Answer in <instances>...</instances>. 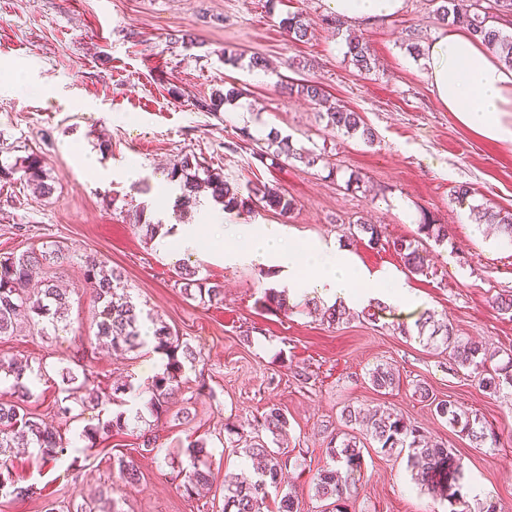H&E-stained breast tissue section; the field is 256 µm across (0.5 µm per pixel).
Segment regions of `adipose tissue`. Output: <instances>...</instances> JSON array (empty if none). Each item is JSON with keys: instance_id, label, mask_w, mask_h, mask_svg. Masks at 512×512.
<instances>
[{"instance_id": "ef3b65f1", "label": "adipose tissue", "mask_w": 512, "mask_h": 512, "mask_svg": "<svg viewBox=\"0 0 512 512\" xmlns=\"http://www.w3.org/2000/svg\"><path fill=\"white\" fill-rule=\"evenodd\" d=\"M332 11L354 26L392 19L404 0H330ZM424 74L438 104L475 135L512 145V69L462 26L439 33L426 47ZM246 248L223 251L225 262H250L288 277L289 294L319 292L350 304L379 299L408 314L420 303L403 280L360 267L347 249L321 242L296 245L282 227L246 230Z\"/></svg>"}]
</instances>
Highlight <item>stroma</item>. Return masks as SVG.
<instances>
[{
    "label": "stroma",
    "instance_id": "stroma-1",
    "mask_svg": "<svg viewBox=\"0 0 512 512\" xmlns=\"http://www.w3.org/2000/svg\"><path fill=\"white\" fill-rule=\"evenodd\" d=\"M436 7L435 0H404L394 19L336 30L322 23L329 0H0V165L37 154L54 188L42 196L19 175L0 174V256L61 249L67 261L46 273L70 294L67 330L24 326L0 337V356L30 360L36 380L26 408L76 448L79 465L74 479L26 449L13 477L34 493L0 496V512H44L48 502L101 490L120 512H222L225 474L252 475L224 425L260 419L271 403L286 412L291 456L307 467L296 488L297 512L322 510L312 473L327 463V437L343 431L339 413L349 403L393 410L461 454L471 512L489 505L512 512V389L486 393L443 348L402 335L405 318L397 309L386 308L373 322L354 307L334 325L302 304L286 313L270 310L263 294L278 280L251 264L224 263L222 244L208 229H201L197 250L179 252L146 241L141 227L200 223L199 208L174 214L180 190L166 179L182 154H195L232 182L272 183L296 203L285 218L226 211L221 222L278 224L297 242L349 248L363 268L401 276L421 310L450 322L459 336L512 353V313L493 306L497 297L512 295V245L483 221L462 219L488 207L512 211V146L475 136L436 103L412 50L442 31ZM289 13L310 22L307 41H292L280 28ZM355 36L376 59L371 72L359 71L346 54L345 40ZM226 52L262 56L269 68L255 76L245 59L224 62ZM306 80L321 82L331 100L359 112L374 143L326 128L318 105L285 89ZM231 88L241 91L234 103L205 110V102ZM273 129L294 147L324 153L325 163L261 164L252 150ZM81 151L96 155L100 172L77 162ZM353 172L362 176L363 190L347 189ZM461 186L468 195L459 202L453 192ZM397 200L407 204L412 221L395 210ZM425 214L447 225L448 238L422 239L429 269L412 273L390 242L415 238ZM359 221L381 225L386 246L372 248L351 236L350 224ZM89 256L120 270L119 285L133 302L200 355L186 367L151 452L142 451L141 434L152 415L148 406L132 407V395L162 374L165 359L144 350L117 357L97 349L96 309L83 280ZM186 266L222 284L223 302L187 296L180 281ZM382 363L400 374L399 388L385 395L368 380ZM66 366L86 367L107 391L115 379H128L131 391L95 408L71 401V417H58L55 399ZM420 383L479 414L498 447H472L421 401ZM120 411L129 418L126 428L86 447L81 431ZM197 439L207 444L205 463L214 477L203 497L187 495L179 474L188 461L185 448ZM121 455L137 463L138 484L113 478L112 460ZM357 487L349 512H448L446 500L412 479L405 456L372 445Z\"/></svg>",
    "mask_w": 512,
    "mask_h": 512
}]
</instances>
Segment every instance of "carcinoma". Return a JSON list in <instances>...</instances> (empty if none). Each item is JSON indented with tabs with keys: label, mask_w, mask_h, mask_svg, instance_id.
Instances as JSON below:
<instances>
[{
	"label": "carcinoma",
	"mask_w": 512,
	"mask_h": 512,
	"mask_svg": "<svg viewBox=\"0 0 512 512\" xmlns=\"http://www.w3.org/2000/svg\"><path fill=\"white\" fill-rule=\"evenodd\" d=\"M438 2L440 5L436 8V14L441 22L466 26L473 36L484 41L499 55L505 66L512 68V35H505L499 28L489 24L488 16L479 13L475 0L467 6L462 5L461 0ZM280 26L296 41L306 39L311 30V25L298 13L282 18ZM347 54L361 71L369 72L375 65L369 46L358 39L347 42ZM289 90L325 107L326 111L320 114V118L329 129L346 135H358L369 144L374 142V133L360 113L344 105L328 102L319 82L308 81L292 85ZM254 155L261 162L270 161L273 166L284 157L307 165L324 160L322 154L312 149L294 148L290 136L275 129L270 130L265 145L258 146ZM11 170L22 173L23 179L35 185L43 195L49 196L53 193V186L48 183L38 155L32 153L24 157ZM167 177L182 190L176 199V206L184 210L196 204L197 193L201 188L210 190L214 201L222 204L227 211L251 213L258 208L286 217L294 209L293 199L279 187L257 182L244 192L238 184L229 182L223 173L204 165L193 154L186 153L176 161ZM485 218L498 225L501 234L512 243V212L488 211ZM358 231L367 238L369 246L382 244V226L360 224ZM417 233L441 242L448 237V227L435 223L426 215L422 224L418 225ZM392 246L409 271L422 273L428 269L427 256L416 245V240L400 239L392 242ZM64 258L65 254L55 248H45L39 252L26 251L0 258V336L13 334L17 320L22 315L55 331L59 329L69 309L68 293L50 282L44 283L43 288L33 292L29 289V284L39 274L42 266L54 264ZM180 278L184 280L183 288L188 296L197 295L210 302L223 299L222 285L196 277V272L191 269H184ZM116 280L118 275L107 268L104 262L91 257L85 260L84 281L90 287L98 305L95 337L98 342L110 346L114 352H132L149 347L165 356V368L152 384V397L149 401L152 415L159 419L168 411L171 395L180 388L185 364L195 362L198 353L181 341L170 326L137 308L131 296L117 293L113 287ZM263 303L288 312L284 290L265 289ZM346 312L345 305L334 303L323 308L322 318L329 324H336L345 319ZM415 326L418 339L425 338L430 342L440 343L457 365L472 369L482 390L495 395L505 388L512 389V355L497 364L493 363L494 355L488 353L483 345L456 336L451 324L434 319L429 312L423 313L415 321ZM30 370L31 365L26 361L16 358L0 360V374L13 378L12 388L17 393L15 402L0 401V490L16 498L32 494L33 487L21 486L13 480L12 449L20 446L36 448L41 459L50 463L61 461L67 452L58 432L24 412L22 402L32 396L29 387V383L33 382L28 374ZM369 382L373 390L388 393L399 387L400 375L390 366L378 365L369 372ZM127 390L128 387L118 385L108 394L91 381L87 371L79 374L68 368L61 375L59 392L64 397L56 401L57 414L64 418L70 416L71 407L66 402L71 399L78 398L83 403L98 407L106 401H117V395ZM416 392L422 401L433 406L437 415L447 419L456 432L468 438L473 447H497V436L487 430L478 415L463 410L450 400L438 398L425 385H417ZM340 417L350 431L331 437L325 448V454L336 465L322 466L313 476L315 495L327 503L331 512H348L347 502L357 490L364 464L365 445L361 440L363 435L374 442L383 454L407 452V466L417 484L448 501L450 512H469V504L460 493L466 462L445 443L432 440L421 427L411 425L403 416L387 410L377 411L364 418L356 407L346 405L341 410ZM125 420V413L119 412L104 423L84 429L81 438L94 447L101 435L122 430ZM257 426L275 437L287 429L288 416L281 407L273 404L267 407ZM187 452L191 458L192 470L185 476L184 491L189 495L200 496L212 485L210 471L203 469L202 458L207 455L206 446L200 441H192ZM244 452L248 457L259 461L257 478L250 483H244L232 474L224 475V512H264L272 489L280 494L277 512H296L292 493H282L280 489L285 484L294 483L301 473L290 475L287 461L279 452L268 448L259 439L253 441ZM114 464L118 479L128 484L140 479L133 461L119 456ZM103 500L104 492L101 491L77 504L75 512H117L105 507Z\"/></svg>",
	"instance_id": "carcinoma-1"
}]
</instances>
